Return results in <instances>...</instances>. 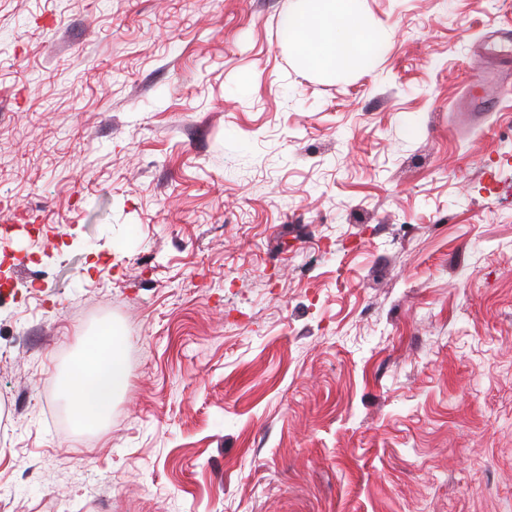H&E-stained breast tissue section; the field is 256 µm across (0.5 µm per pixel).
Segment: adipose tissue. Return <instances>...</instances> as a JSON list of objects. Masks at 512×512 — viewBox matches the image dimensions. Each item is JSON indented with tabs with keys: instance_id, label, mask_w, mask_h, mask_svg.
<instances>
[{
	"instance_id": "adipose-tissue-1",
	"label": "adipose tissue",
	"mask_w": 512,
	"mask_h": 512,
	"mask_svg": "<svg viewBox=\"0 0 512 512\" xmlns=\"http://www.w3.org/2000/svg\"><path fill=\"white\" fill-rule=\"evenodd\" d=\"M360 6L361 0H302L298 11L282 17L280 38L314 70L369 68L385 36L362 23ZM127 385L122 341L113 326H102L70 370L69 410L74 421L84 428L107 421L113 401Z\"/></svg>"
}]
</instances>
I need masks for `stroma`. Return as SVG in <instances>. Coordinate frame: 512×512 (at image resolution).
Wrapping results in <instances>:
<instances>
[{
  "label": "stroma",
  "mask_w": 512,
  "mask_h": 512,
  "mask_svg": "<svg viewBox=\"0 0 512 512\" xmlns=\"http://www.w3.org/2000/svg\"><path fill=\"white\" fill-rule=\"evenodd\" d=\"M0 0L7 512H512V0ZM125 339L108 427L61 383ZM300 1L298 11L282 17L280 38L306 66L330 71L372 65L386 35L362 23L361 0Z\"/></svg>",
  "instance_id": "obj_1"
}]
</instances>
